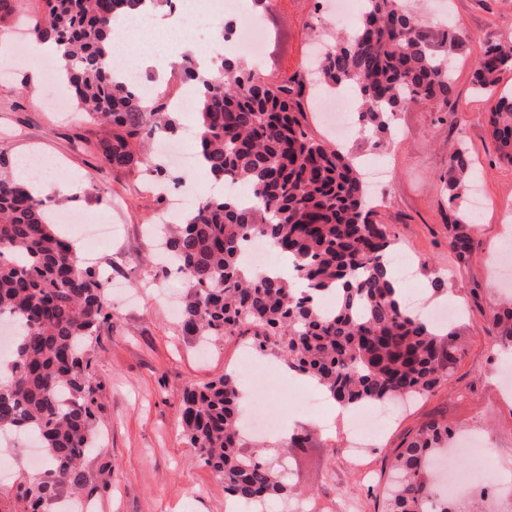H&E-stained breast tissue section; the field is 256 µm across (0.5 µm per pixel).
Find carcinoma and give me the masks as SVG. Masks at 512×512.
I'll return each instance as SVG.
<instances>
[{
	"instance_id": "cac0c4a2",
	"label": "carcinoma",
	"mask_w": 512,
	"mask_h": 512,
	"mask_svg": "<svg viewBox=\"0 0 512 512\" xmlns=\"http://www.w3.org/2000/svg\"><path fill=\"white\" fill-rule=\"evenodd\" d=\"M141 2L43 0L33 33L59 47L74 98L108 128L100 141L104 160L163 183L167 170L143 147L156 134L175 132L169 96H155L144 108L145 95L116 81L110 66L114 19L135 16ZM462 43L458 30L429 24L406 0H363L356 30L318 57L314 82L301 72L268 82L221 52L208 71L189 57L180 63L184 81L198 91L197 160L215 180L247 187L254 201L246 208L232 195L209 196L179 223L160 228L157 238L188 286L183 333L251 336L347 406L422 395L447 380L459 361L457 331L422 318L395 296L394 235L367 203L355 156L310 134L306 86L351 90L356 140L383 150L397 113L417 103L447 107L454 83L448 52ZM509 71L512 40L486 43L473 91L491 102L487 126L500 161L512 165V92L500 89ZM474 173L467 152L458 150L442 177L449 246L461 261L474 246V218L458 201ZM49 204L0 157V322L15 328L0 362L8 371L0 373V438L24 435L48 460L46 478L26 490V512H43L52 496L85 484L81 461L96 444L91 345L112 320L105 279L46 219ZM255 238L293 259L303 288L244 268L241 253ZM492 319V342L512 349V303L493 308ZM241 397L232 371L188 386L181 414L186 438L229 496L256 504L286 498L273 456L258 457L244 443ZM452 434L432 419L397 450L381 512H461V499L441 498L431 468Z\"/></svg>"
}]
</instances>
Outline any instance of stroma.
Listing matches in <instances>:
<instances>
[{
    "instance_id": "35a3bbf8",
    "label": "stroma",
    "mask_w": 512,
    "mask_h": 512,
    "mask_svg": "<svg viewBox=\"0 0 512 512\" xmlns=\"http://www.w3.org/2000/svg\"><path fill=\"white\" fill-rule=\"evenodd\" d=\"M427 19L451 17L465 38L454 51L455 96L448 103L451 121L435 108L416 104L398 113L396 134L386 151L359 146L355 136L341 142L361 160L385 167L384 183L372 188L381 220L395 234L400 256L412 265L409 294L421 313L452 303L461 360L448 380L431 394L399 404L390 424L361 449L346 452L350 416L326 406L309 413L295 397L276 400L278 431L250 437V444L274 448L285 432L308 429L310 441L289 449L281 475L291 493L269 502L263 512H380L396 448L429 419L456 430L473 426L488 452L482 464L456 457L468 483L484 487L493 475L512 472V393L500 379L512 357L493 349L495 330L489 316L492 282L506 245H512V165L499 163L485 115L486 99L472 90V75L484 41L512 39V0H418ZM327 0H276L271 14L285 33L268 79L282 82L302 68L308 37L325 15ZM42 0H19L16 16L0 21V154L12 160L31 155L49 162L51 195L66 194L88 223L115 224L119 232L109 246L81 249L87 264L109 271L114 288L107 295L112 323L102 331L94 351L93 381L98 386L95 429L101 442L81 465L84 487L64 490L46 512H59V501L78 512H227L224 483L196 460L183 434L180 405L187 386L202 385L236 367L242 336H224L200 346L180 332L177 297L185 282L163 273L154 261L156 246L147 228L161 207L133 174L116 171L103 160L99 124L70 107L62 95L46 102L47 73L31 48H20L16 30H32ZM470 154L481 173L483 207L474 226L476 244L467 262H458L448 246V203L439 179L449 156ZM444 290L433 294L432 280ZM24 446L0 447V462L11 470L0 477V512H19L18 491L30 477L43 475Z\"/></svg>"
}]
</instances>
